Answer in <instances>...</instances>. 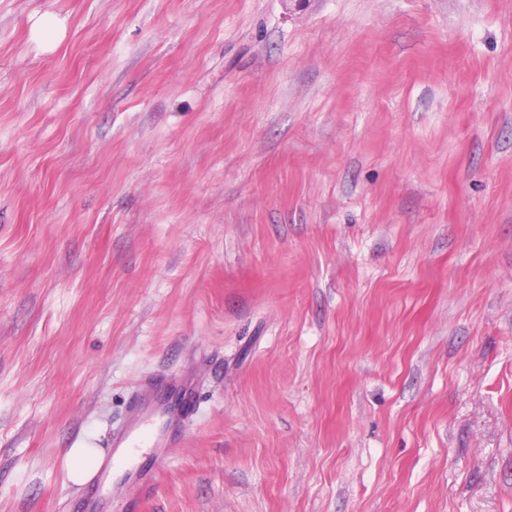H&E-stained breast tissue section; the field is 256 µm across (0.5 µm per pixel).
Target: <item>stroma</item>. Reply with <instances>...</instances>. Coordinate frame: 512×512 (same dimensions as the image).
Masks as SVG:
<instances>
[{
	"label": "stroma",
	"mask_w": 512,
	"mask_h": 512,
	"mask_svg": "<svg viewBox=\"0 0 512 512\" xmlns=\"http://www.w3.org/2000/svg\"><path fill=\"white\" fill-rule=\"evenodd\" d=\"M150 379L107 512H512V0H0V512ZM178 388L175 383L166 385L144 382L126 423L112 431L108 442L112 455L100 464L96 474V498H105L104 491L110 487L114 470H121L129 480L139 468L136 448L147 443L152 448H167L166 428L173 417L165 405L167 391Z\"/></svg>",
	"instance_id": "stroma-1"
}]
</instances>
